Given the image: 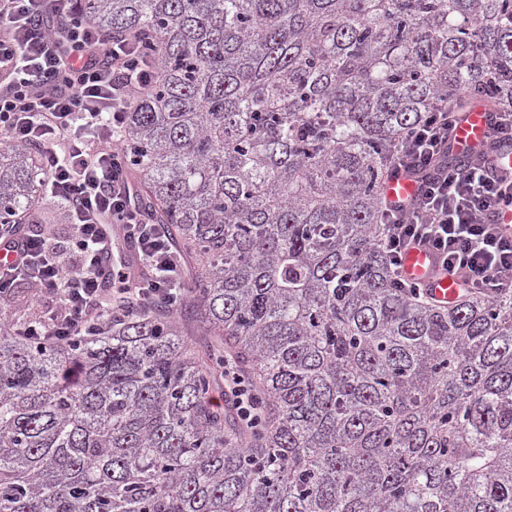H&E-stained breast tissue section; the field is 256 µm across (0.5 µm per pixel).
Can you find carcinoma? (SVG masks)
Masks as SVG:
<instances>
[{
  "label": "carcinoma",
  "mask_w": 512,
  "mask_h": 512,
  "mask_svg": "<svg viewBox=\"0 0 512 512\" xmlns=\"http://www.w3.org/2000/svg\"><path fill=\"white\" fill-rule=\"evenodd\" d=\"M147 30L127 113L147 217L200 261L185 305L43 348L0 331V512H512V295L400 292L382 188L440 98L512 109V0H76ZM41 171L0 152L20 227ZM185 321L257 391L239 435Z\"/></svg>",
  "instance_id": "cac0c4a2"
}]
</instances>
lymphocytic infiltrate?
<instances>
[{"mask_svg":"<svg viewBox=\"0 0 512 512\" xmlns=\"http://www.w3.org/2000/svg\"><path fill=\"white\" fill-rule=\"evenodd\" d=\"M159 77L143 34L107 35L77 13L75 0H0V149L37 145L41 193L69 215L72 235L65 261L37 230L23 236L0 227V249L16 252L0 266V300L18 281L50 300L38 320L18 323V335L67 344L99 335L113 313L174 308L184 300V266L163 225L149 222L145 203L128 176L121 140L128 112ZM463 100L437 106L397 143L390 175L415 178L408 204L383 210L384 252L394 282L417 297L401 260L425 244L442 256L472 294L492 298L512 292V229L485 221L506 195L485 157L462 168L438 166ZM116 224L132 255L103 269L102 228ZM224 393L242 426L262 408L232 354L224 356Z\"/></svg>","mask_w":512,"mask_h":512,"instance_id":"obj_1","label":"lymphocytic infiltrate"}]
</instances>
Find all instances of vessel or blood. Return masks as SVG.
Wrapping results in <instances>:
<instances>
[{
    "instance_id": "b4317fda",
    "label": "vessel or blood",
    "mask_w": 512,
    "mask_h": 512,
    "mask_svg": "<svg viewBox=\"0 0 512 512\" xmlns=\"http://www.w3.org/2000/svg\"><path fill=\"white\" fill-rule=\"evenodd\" d=\"M492 113L473 108L462 114L454 132L452 151L462 160L472 159L476 148L491 146L490 160L499 176H512V144L491 140ZM416 184L409 177H391L384 185L387 201L398 203L412 199ZM439 258L430 248H413L403 258V273L407 280L424 286L436 306L449 307L455 304L461 288L457 280L438 269Z\"/></svg>"
}]
</instances>
